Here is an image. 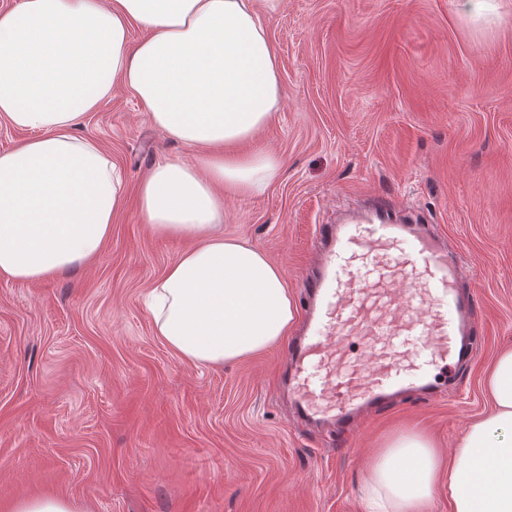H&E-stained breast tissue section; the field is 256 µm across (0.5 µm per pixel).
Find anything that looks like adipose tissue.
Here are the masks:
<instances>
[{"label":"adipose tissue","mask_w":512,"mask_h":512,"mask_svg":"<svg viewBox=\"0 0 512 512\" xmlns=\"http://www.w3.org/2000/svg\"><path fill=\"white\" fill-rule=\"evenodd\" d=\"M281 0H16L0 11V122L32 136L0 152V278L41 282L101 253L125 201L121 170L83 117L128 88L150 122L195 149L164 158L139 189L140 214L186 248L147 293L157 336L183 361L219 367L288 336L297 319L285 272L220 234L224 193L263 194L273 154L230 147L271 124L280 100L262 16ZM147 37L132 41L133 28ZM489 417L471 423L442 466L433 442L400 432L376 450L364 512H429L440 474L452 512H512V350L486 381Z\"/></svg>","instance_id":"1"}]
</instances>
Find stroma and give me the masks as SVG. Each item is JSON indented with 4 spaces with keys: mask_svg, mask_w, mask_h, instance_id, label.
<instances>
[{
    "mask_svg": "<svg viewBox=\"0 0 512 512\" xmlns=\"http://www.w3.org/2000/svg\"><path fill=\"white\" fill-rule=\"evenodd\" d=\"M263 23L281 105L235 155L271 152L259 196L224 195V235L264 250L295 305L320 224L354 200L421 213L461 257L478 348L451 391L376 417L351 444L295 420L287 342L215 369L156 336L144 296L185 247L155 234L138 188L194 152L115 87L79 134L123 169L99 257L38 283L0 280V510L60 495L76 512H362L373 448L416 430L440 454L491 404L512 350V0H282Z\"/></svg>",
    "mask_w": 512,
    "mask_h": 512,
    "instance_id": "stroma-1",
    "label": "stroma"
}]
</instances>
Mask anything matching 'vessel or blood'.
Masks as SVG:
<instances>
[{
  "mask_svg": "<svg viewBox=\"0 0 512 512\" xmlns=\"http://www.w3.org/2000/svg\"><path fill=\"white\" fill-rule=\"evenodd\" d=\"M305 323L282 374L296 416L344 442L358 415L433 396L477 349L456 252L382 199L320 225Z\"/></svg>",
  "mask_w": 512,
  "mask_h": 512,
  "instance_id": "b4317fda",
  "label": "vessel or blood"
}]
</instances>
